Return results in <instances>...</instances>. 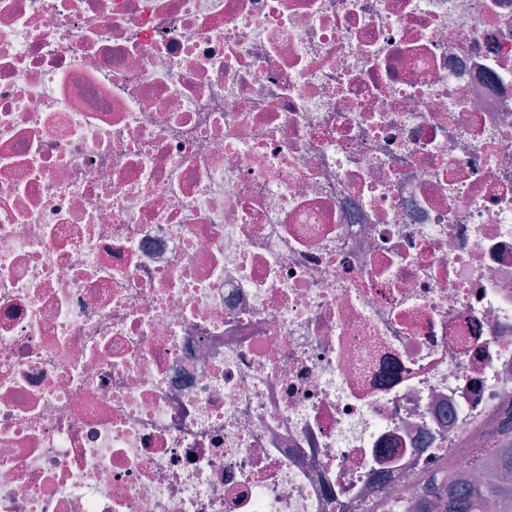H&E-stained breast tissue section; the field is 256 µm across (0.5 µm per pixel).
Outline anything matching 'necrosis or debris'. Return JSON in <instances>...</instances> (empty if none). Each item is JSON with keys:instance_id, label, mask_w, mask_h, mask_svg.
<instances>
[{"instance_id": "obj_1", "label": "necrosis or debris", "mask_w": 512, "mask_h": 512, "mask_svg": "<svg viewBox=\"0 0 512 512\" xmlns=\"http://www.w3.org/2000/svg\"><path fill=\"white\" fill-rule=\"evenodd\" d=\"M512 420V0H0V512H387Z\"/></svg>"}]
</instances>
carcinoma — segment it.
Returning <instances> with one entry per match:
<instances>
[{"label":"carcinoma","instance_id":"carcinoma-1","mask_svg":"<svg viewBox=\"0 0 512 512\" xmlns=\"http://www.w3.org/2000/svg\"><path fill=\"white\" fill-rule=\"evenodd\" d=\"M495 454L501 477L489 487L473 485L465 474L432 476V488L419 492L406 512H512V436L502 439Z\"/></svg>","mask_w":512,"mask_h":512}]
</instances>
